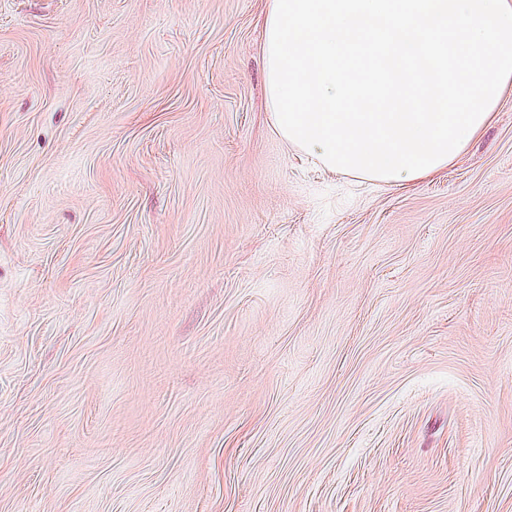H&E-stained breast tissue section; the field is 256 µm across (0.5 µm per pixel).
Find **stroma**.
I'll use <instances>...</instances> for the list:
<instances>
[{"instance_id": "stroma-1", "label": "stroma", "mask_w": 512, "mask_h": 512, "mask_svg": "<svg viewBox=\"0 0 512 512\" xmlns=\"http://www.w3.org/2000/svg\"><path fill=\"white\" fill-rule=\"evenodd\" d=\"M266 6L0 0V512H512V89L329 170Z\"/></svg>"}]
</instances>
